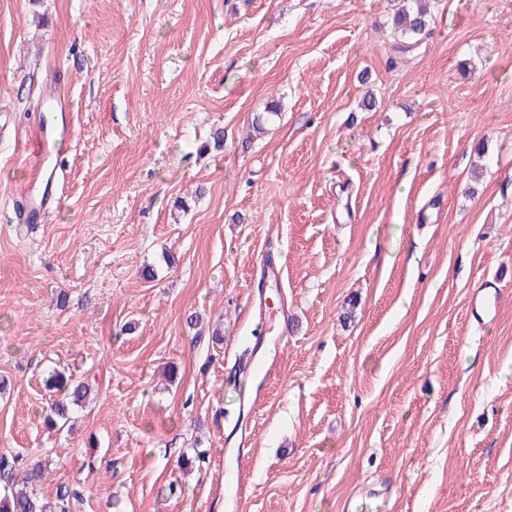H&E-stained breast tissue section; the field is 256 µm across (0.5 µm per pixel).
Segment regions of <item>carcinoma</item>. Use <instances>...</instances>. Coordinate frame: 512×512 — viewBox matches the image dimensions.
I'll list each match as a JSON object with an SVG mask.
<instances>
[{"instance_id":"1","label":"carcinoma","mask_w":512,"mask_h":512,"mask_svg":"<svg viewBox=\"0 0 512 512\" xmlns=\"http://www.w3.org/2000/svg\"><path fill=\"white\" fill-rule=\"evenodd\" d=\"M404 5L392 21L393 34L397 37L394 49L410 52L419 45L422 35L430 26L432 0H403ZM48 390L56 398L48 405L44 422L48 429H72L74 409L83 406L91 387L88 382L75 379L64 369L54 368L45 380ZM48 462H37L10 475L4 494L0 497V512H71L76 491L67 485L56 490L55 499L45 501L37 493V486L48 474Z\"/></svg>"}]
</instances>
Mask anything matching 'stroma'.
Wrapping results in <instances>:
<instances>
[{"label":"stroma","mask_w":512,"mask_h":512,"mask_svg":"<svg viewBox=\"0 0 512 512\" xmlns=\"http://www.w3.org/2000/svg\"><path fill=\"white\" fill-rule=\"evenodd\" d=\"M432 7L402 56L396 0H0V463L52 458L72 512H225L247 417L240 512H512V0ZM55 77L57 204L23 229ZM264 255L288 342L252 411ZM59 365L92 396L50 436ZM45 97L46 101L54 111L49 113L56 114L57 120L59 122L57 128L60 129L64 136H69L72 123L71 113L68 112L70 110L68 99L56 86L47 88ZM246 455L243 448H237L235 453L229 452L227 448L224 450V473L227 475L229 471L234 474V479L228 483L229 496L225 498V509L229 512H236L239 503L247 498L251 492V485L246 480L244 471L248 465Z\"/></svg>","instance_id":"35a3bbf8"}]
</instances>
